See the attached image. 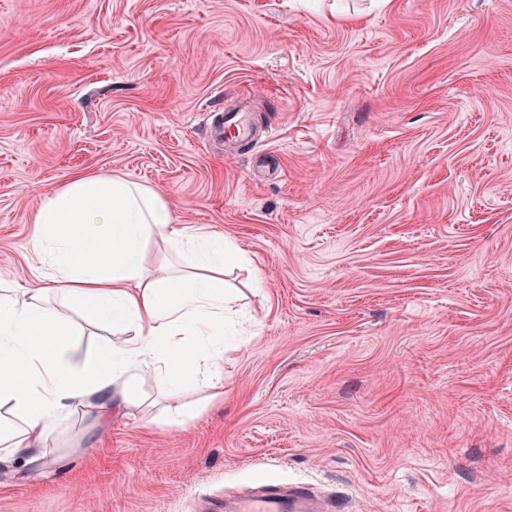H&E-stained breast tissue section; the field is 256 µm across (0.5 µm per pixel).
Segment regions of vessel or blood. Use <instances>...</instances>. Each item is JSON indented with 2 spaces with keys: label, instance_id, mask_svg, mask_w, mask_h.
<instances>
[{
  "label": "vessel or blood",
  "instance_id": "obj_1",
  "mask_svg": "<svg viewBox=\"0 0 512 512\" xmlns=\"http://www.w3.org/2000/svg\"><path fill=\"white\" fill-rule=\"evenodd\" d=\"M206 132L212 141L257 145L261 136L256 128L249 101L221 112L209 113ZM224 512H349L341 497L318 496L306 483H271L259 490L224 500Z\"/></svg>",
  "mask_w": 512,
  "mask_h": 512
}]
</instances>
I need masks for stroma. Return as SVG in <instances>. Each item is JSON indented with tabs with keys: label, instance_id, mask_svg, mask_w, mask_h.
I'll use <instances>...</instances> for the list:
<instances>
[{
	"label": "stroma",
	"instance_id": "1",
	"mask_svg": "<svg viewBox=\"0 0 512 512\" xmlns=\"http://www.w3.org/2000/svg\"><path fill=\"white\" fill-rule=\"evenodd\" d=\"M241 95L273 138L228 154ZM78 174L244 251L241 340L186 425L78 413L0 461V512H512V0H0L1 276ZM341 497L329 493L317 496L303 482L271 483L259 490L235 497H224V512H348Z\"/></svg>",
	"mask_w": 512,
	"mask_h": 512
}]
</instances>
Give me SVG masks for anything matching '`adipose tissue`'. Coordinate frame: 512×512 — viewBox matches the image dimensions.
<instances>
[{"mask_svg": "<svg viewBox=\"0 0 512 512\" xmlns=\"http://www.w3.org/2000/svg\"><path fill=\"white\" fill-rule=\"evenodd\" d=\"M31 222L34 280L0 279V454L34 456L78 411L143 407L148 380L164 403L159 422L186 424L187 390L223 386L224 313L237 301L224 268L241 253L119 175L75 176L43 195ZM72 310L119 342L81 348Z\"/></svg>", "mask_w": 512, "mask_h": 512, "instance_id": "obj_1", "label": "adipose tissue"}]
</instances>
